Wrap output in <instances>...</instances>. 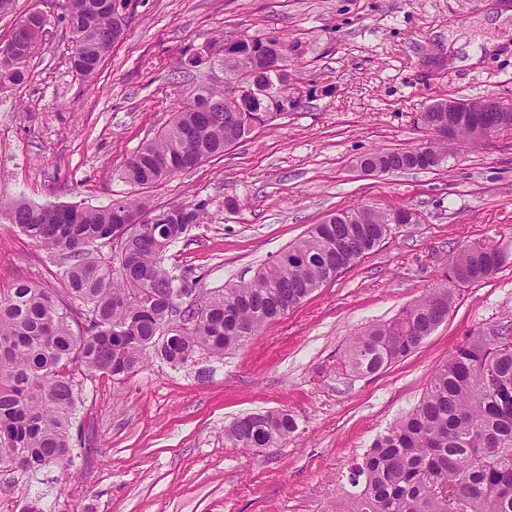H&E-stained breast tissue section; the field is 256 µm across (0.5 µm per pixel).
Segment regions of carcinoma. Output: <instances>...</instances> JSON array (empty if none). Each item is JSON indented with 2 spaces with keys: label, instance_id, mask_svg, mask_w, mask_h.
<instances>
[{
  "label": "carcinoma",
  "instance_id": "1",
  "mask_svg": "<svg viewBox=\"0 0 512 512\" xmlns=\"http://www.w3.org/2000/svg\"><path fill=\"white\" fill-rule=\"evenodd\" d=\"M98 2L62 4L60 20L77 37L80 61L72 68L84 78L97 71L125 26ZM31 21L37 33L17 28L10 40L29 58L47 34L38 17ZM255 52L274 55L276 49L257 38L224 45V78L248 71L260 94L226 112L224 90H191L171 125L127 163L129 183L164 180L190 168V156L199 165L221 155L234 119L264 125L271 106L282 112L284 103L294 105L288 74L243 64ZM416 156L415 149L368 153L391 173L411 170ZM206 215L204 201L151 209L127 197L97 209L26 201L0 207L1 220L66 260L59 291L19 281L0 295V465L16 457L29 471L73 464L83 451L81 432L74 430L77 376L121 380L151 354L173 366L201 352L222 359L356 264L392 223L391 211L372 205L340 210L334 223L313 225L249 282L224 287L201 307L181 308L177 301L192 286L171 274L163 256ZM508 259L499 248L468 244L453 251L448 270L464 271L474 284ZM455 299L446 285L428 290L354 338L338 366L374 375L407 358L448 319ZM297 429L295 416L283 409L241 417L225 435L251 450L285 443ZM350 481L356 491L336 501L332 512H512V326L460 344L434 370L419 404L374 439Z\"/></svg>",
  "mask_w": 512,
  "mask_h": 512
}]
</instances>
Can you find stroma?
<instances>
[{"label":"stroma","instance_id":"35a3bbf8","mask_svg":"<svg viewBox=\"0 0 512 512\" xmlns=\"http://www.w3.org/2000/svg\"><path fill=\"white\" fill-rule=\"evenodd\" d=\"M61 0H13L17 21L47 11L49 35L23 84L0 87V205L153 207L206 201L208 217L164 263L195 287L183 304L246 282L311 225L361 204L406 210L357 264L270 322L247 345L180 366L150 359L128 378L82 380L74 467H0V512H328L372 441L423 395L466 337L512 325V262L456 289L447 320L406 359L374 375L336 372L350 338L447 284L456 247L512 253V131L448 145L429 170L366 176L358 158L408 150L432 133L433 101L493 95L512 103V0H130L123 39L94 80L68 61ZM296 42L295 107L223 155L152 185L124 177L134 152L172 120L192 86L224 85L227 38ZM476 64H463L468 50ZM59 257L0 223V292L58 285ZM286 409L288 443L233 447L224 428Z\"/></svg>","mask_w":512,"mask_h":512}]
</instances>
